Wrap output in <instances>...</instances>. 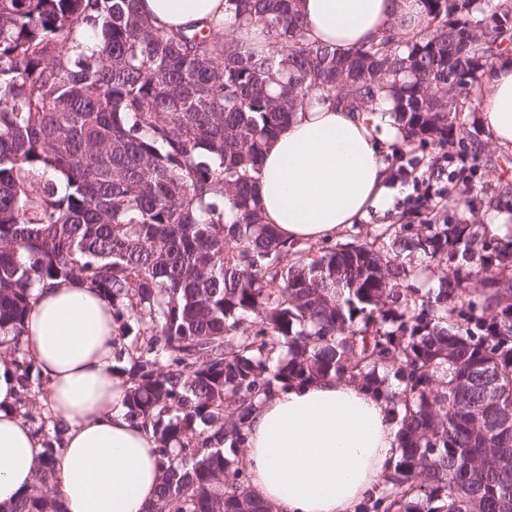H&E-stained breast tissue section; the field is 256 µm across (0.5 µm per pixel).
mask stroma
I'll use <instances>...</instances> for the list:
<instances>
[{"label": "stroma", "instance_id": "35a3bbf8", "mask_svg": "<svg viewBox=\"0 0 512 512\" xmlns=\"http://www.w3.org/2000/svg\"><path fill=\"white\" fill-rule=\"evenodd\" d=\"M458 126L461 145L450 152L435 145L406 144L402 139H395L398 151L387 156L393 189L391 204L342 230L335 240L336 246L371 241L386 224L425 223L431 211L441 224H478L483 213L489 211L512 217V150L493 145L480 122L479 112L462 113ZM436 168L441 174L433 184L443 195L426 212L414 202L418 191L413 179ZM483 181L491 183L490 193L474 196L472 204H465L466 187Z\"/></svg>", "mask_w": 512, "mask_h": 512}]
</instances>
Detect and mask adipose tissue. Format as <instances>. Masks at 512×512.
Listing matches in <instances>:
<instances>
[{
    "label": "adipose tissue",
    "mask_w": 512,
    "mask_h": 512,
    "mask_svg": "<svg viewBox=\"0 0 512 512\" xmlns=\"http://www.w3.org/2000/svg\"><path fill=\"white\" fill-rule=\"evenodd\" d=\"M152 26H230L224 0H140ZM311 40L349 51L395 21L410 38L420 0H301ZM475 104L499 147H512V60L483 77ZM379 115L328 104L298 110L268 144L256 179L266 223L289 241H328L385 206L390 171L375 133ZM23 352L46 382L50 416L67 427L55 484L66 512H148L163 469L151 429L133 423L116 370L118 328L107 296L79 280L33 291ZM17 383L0 361V504L30 489L42 442L15 409ZM398 427L384 400L334 378L260 402L245 442L251 491L275 512H355L397 457Z\"/></svg>",
    "instance_id": "1"
}]
</instances>
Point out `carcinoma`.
<instances>
[{"instance_id":"obj_1","label":"carcinoma","mask_w":512,"mask_h":512,"mask_svg":"<svg viewBox=\"0 0 512 512\" xmlns=\"http://www.w3.org/2000/svg\"><path fill=\"white\" fill-rule=\"evenodd\" d=\"M298 0H225L266 48L165 32L139 0H0V352L16 409L40 380L20 348L32 290L74 278L112 302L128 416L164 476L149 512H272L242 451L256 402L345 379L387 394L398 458L357 512H512V238L402 224L369 243L289 242L255 198L266 145L304 102L368 112L450 143L512 46V0H421L347 53L308 38ZM418 252L448 267L418 288ZM476 287H470V284ZM54 431L31 488L0 512H64Z\"/></svg>"}]
</instances>
